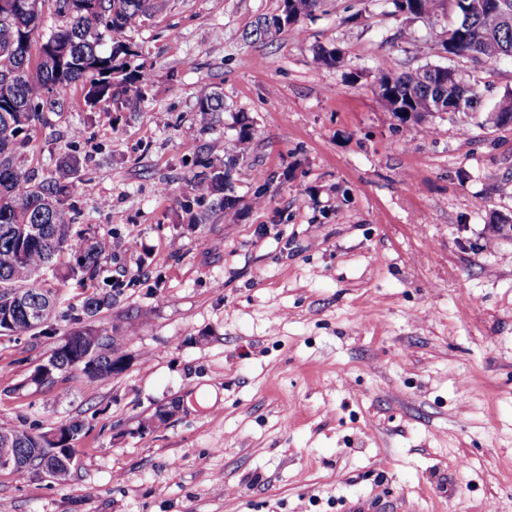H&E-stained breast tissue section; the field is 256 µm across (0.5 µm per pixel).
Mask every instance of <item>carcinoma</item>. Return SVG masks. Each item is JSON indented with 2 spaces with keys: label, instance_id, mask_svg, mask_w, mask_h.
Masks as SVG:
<instances>
[{
  "label": "carcinoma",
  "instance_id": "1",
  "mask_svg": "<svg viewBox=\"0 0 512 512\" xmlns=\"http://www.w3.org/2000/svg\"><path fill=\"white\" fill-rule=\"evenodd\" d=\"M45 0H0V333L23 335L49 331L55 291L39 276L52 271L66 283L75 280L91 289L85 297L79 330L53 351L55 373L80 369L98 378L126 370L124 337L95 328L96 317L109 309L119 294V284L98 281L102 263L112 257V238L88 230H73L66 200L71 185L63 177L75 171L78 159L69 157L58 178L36 179L17 163L25 146L22 134L40 120L44 108L56 105L57 95L72 85L86 89L85 102L105 111L121 97L145 96L149 76L141 64H132L138 51L127 42L105 47L103 34L116 36L142 26L161 11L166 0H52L56 23L43 26ZM278 13L257 20L248 37L269 39L288 29L299 32V22L322 6L324 0H279ZM391 14L419 17L431 13L442 0H388ZM456 20L440 41L444 51L466 56L477 64L512 59V0H500L501 10H488L483 0H448ZM37 56H32L33 44ZM317 59L329 67L346 61L336 47H320ZM375 93L398 122L412 123L429 132L426 117L435 112H463L474 108V86L448 67L426 65L400 74L381 71ZM224 111V97L204 88L197 94L196 112L202 120ZM498 126L512 124V92H507L491 112ZM255 138L252 124H239L234 143L238 148L222 165L205 164L193 178L198 203L230 209L236 204L231 172L248 154ZM26 466H41L52 478L67 482L69 462L45 450V434L21 426H0V440Z\"/></svg>",
  "mask_w": 512,
  "mask_h": 512
}]
</instances>
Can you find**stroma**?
<instances>
[{
    "instance_id": "35a3bbf8",
    "label": "stroma",
    "mask_w": 512,
    "mask_h": 512,
    "mask_svg": "<svg viewBox=\"0 0 512 512\" xmlns=\"http://www.w3.org/2000/svg\"><path fill=\"white\" fill-rule=\"evenodd\" d=\"M277 8L168 0L124 35L143 100L104 125L74 86L29 131L22 167L48 177L77 156L74 222L114 242L103 275L122 289L100 325L128 367L29 383L85 297L46 280L52 337L0 335V421L78 424L76 465L66 483L0 472V512H512V228L494 230L512 219V125L488 120L512 59L442 54L443 9L406 20L381 0H327L299 33L249 38ZM322 46L352 70L320 64ZM426 64L480 105L423 136L374 85ZM204 86L227 106L208 129ZM241 120L256 136L235 207L188 224L194 174Z\"/></svg>"
}]
</instances>
